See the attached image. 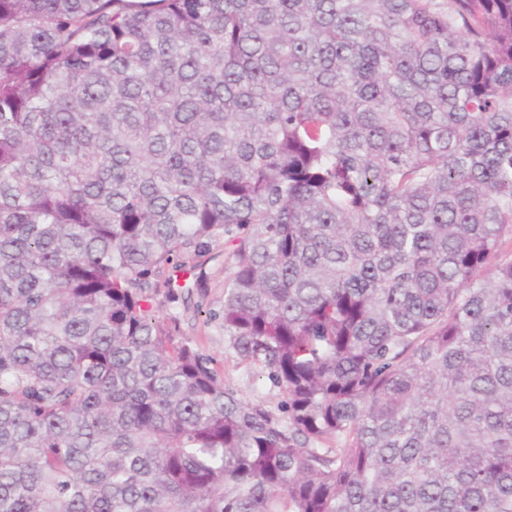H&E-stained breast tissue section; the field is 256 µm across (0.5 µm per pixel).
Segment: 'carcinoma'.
Returning <instances> with one entry per match:
<instances>
[{
    "instance_id": "1",
    "label": "carcinoma",
    "mask_w": 512,
    "mask_h": 512,
    "mask_svg": "<svg viewBox=\"0 0 512 512\" xmlns=\"http://www.w3.org/2000/svg\"><path fill=\"white\" fill-rule=\"evenodd\" d=\"M507 240L512 0H0V512H512ZM231 248L224 250V243L213 244L203 262V277L196 282L193 275H185L178 280L182 287L174 286L179 300L171 305L167 302V288L164 281L173 275L171 267L165 268L154 282L159 288L149 289V303L152 314L160 320L166 319L171 307L180 315L179 335L182 340L189 341L204 353L214 358L218 373L224 382L236 388L246 400L263 399L274 406L278 401L277 392L269 390V385L262 380V374L256 369H247L239 363L238 358L225 348L224 330L219 322L210 321L208 311L218 312L224 303V265ZM199 310L203 312L199 313Z\"/></svg>"
}]
</instances>
